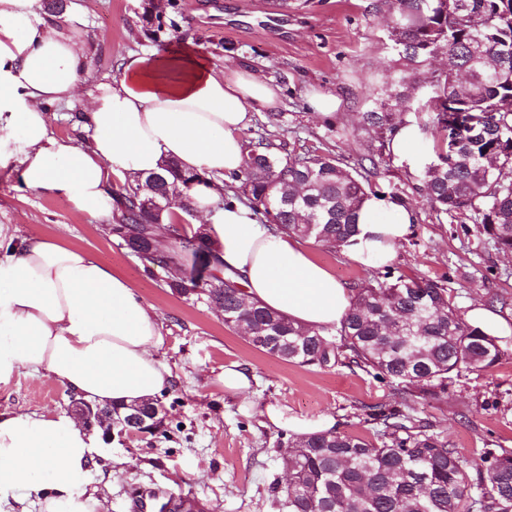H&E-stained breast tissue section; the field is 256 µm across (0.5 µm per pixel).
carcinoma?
Segmentation results:
<instances>
[{
    "mask_svg": "<svg viewBox=\"0 0 512 512\" xmlns=\"http://www.w3.org/2000/svg\"><path fill=\"white\" fill-rule=\"evenodd\" d=\"M388 39L406 69L386 82L362 113L363 126L385 147L411 123L409 115L434 114L435 160L424 168L427 202L439 217L465 215L482 225L496 249L512 252V0H397ZM446 69L422 76L437 56ZM425 84L421 98L408 89ZM325 155H279L260 142L247 154L242 194L260 223L274 232L336 248L356 233L369 177ZM197 173L170 162L164 173L120 186L122 208L112 237L144 264L157 262L159 241L146 234L154 220L141 197L188 195ZM165 252L181 265L169 287L224 309V325L255 337L250 345L284 362L328 367L348 359L380 380L402 385L405 397L442 404L448 382L461 369L488 370L505 355L494 336L458 317L448 287L422 278L394 283L365 281L336 332L304 330L287 316L244 293L232 272L208 277L184 266L185 256L217 257L190 228ZM376 438L329 432L290 436L280 443L288 468L272 492L288 512H512V448H489L468 465L428 420L399 406L369 407Z\"/></svg>",
    "mask_w": 512,
    "mask_h": 512,
    "instance_id": "1",
    "label": "carcinoma"
}]
</instances>
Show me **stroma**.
<instances>
[{
  "instance_id": "35a3bbf8",
  "label": "stroma",
  "mask_w": 512,
  "mask_h": 512,
  "mask_svg": "<svg viewBox=\"0 0 512 512\" xmlns=\"http://www.w3.org/2000/svg\"><path fill=\"white\" fill-rule=\"evenodd\" d=\"M80 3L88 84L117 77L131 50L184 46L225 76L250 69L279 87L282 118L256 115L244 140L265 139L281 154H330L350 169L373 159V192L402 200L412 215L387 266L392 277L443 282L460 317L479 302L512 321V253L497 251L472 221L438 220L419 170L380 150L361 122L370 94L401 66L387 40L391 0H161L155 18L145 17L144 0ZM314 89L339 99L332 121L311 111L307 94ZM16 168L13 162L0 167V224L14 225L22 236L38 233L91 250L155 307L165 325L159 357L172 379L160 394L167 410L163 430L109 438L91 430L96 452L89 479L103 488L106 512H142L141 502L172 494L195 499L205 512H283L270 485L285 478L279 444L290 433L269 421L267 406L289 418L330 416L338 431L370 438L366 406L399 403L391 384L358 368L303 367L254 348L225 327L215 306L172 290L170 269L144 267L69 202L22 190ZM304 245L351 288L380 270L339 248L310 239ZM502 344L507 352L492 369L453 379L447 403L413 404L415 415L430 419L469 462L488 448H512V335ZM234 363L252 377L246 391L224 388L221 376ZM70 399V392L24 373L0 383L1 412L53 415L66 411Z\"/></svg>"
}]
</instances>
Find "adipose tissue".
Masks as SVG:
<instances>
[{
	"label": "adipose tissue",
	"instance_id": "adipose-tissue-1",
	"mask_svg": "<svg viewBox=\"0 0 512 512\" xmlns=\"http://www.w3.org/2000/svg\"><path fill=\"white\" fill-rule=\"evenodd\" d=\"M87 65L83 31L43 12L40 0H0V166L20 165L26 190L62 199L104 224L117 186L160 172L170 160L205 174L189 200L197 229L250 300L310 331L339 327L353 294L299 241L260 224L252 209L225 202L241 173L240 134L275 109L279 89L242 69L232 77L187 50L122 57L120 74L94 86L75 125L56 134L49 105L76 95ZM369 195L348 255L388 264L412 222L383 219ZM164 326L129 282L91 251L57 239L17 238L0 224V382L19 371L49 378L86 401L156 398L172 375L160 360ZM90 436L68 414L0 413V512H99L90 489Z\"/></svg>",
	"mask_w": 512,
	"mask_h": 512
}]
</instances>
